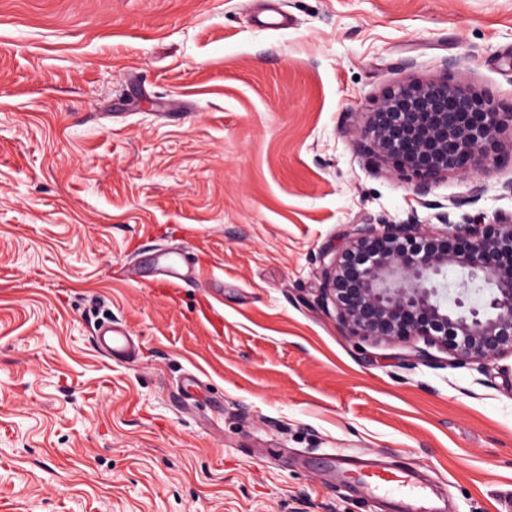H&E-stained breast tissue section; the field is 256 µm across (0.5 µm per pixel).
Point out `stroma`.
<instances>
[{
    "instance_id": "stroma-1",
    "label": "stroma",
    "mask_w": 512,
    "mask_h": 512,
    "mask_svg": "<svg viewBox=\"0 0 512 512\" xmlns=\"http://www.w3.org/2000/svg\"><path fill=\"white\" fill-rule=\"evenodd\" d=\"M450 59L511 104L512 0H0V512H392L342 455L499 512L512 357L415 365L321 294L353 225L512 212L510 164L424 202L353 145ZM95 344L110 359L117 361L125 359L131 349L125 330L114 322L96 329Z\"/></svg>"
}]
</instances>
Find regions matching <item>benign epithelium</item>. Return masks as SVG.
<instances>
[{
  "instance_id": "1",
  "label": "benign epithelium",
  "mask_w": 512,
  "mask_h": 512,
  "mask_svg": "<svg viewBox=\"0 0 512 512\" xmlns=\"http://www.w3.org/2000/svg\"><path fill=\"white\" fill-rule=\"evenodd\" d=\"M507 131L512 112L445 73L398 86L351 135L361 156L407 176L417 197L453 173L473 182L477 201L490 164L512 158ZM435 218L441 234L413 217L356 225L323 273L340 328L373 342L421 340L414 364L433 360L431 348L480 367L512 357V213L488 223L450 211ZM450 238L467 249L448 251Z\"/></svg>"
}]
</instances>
